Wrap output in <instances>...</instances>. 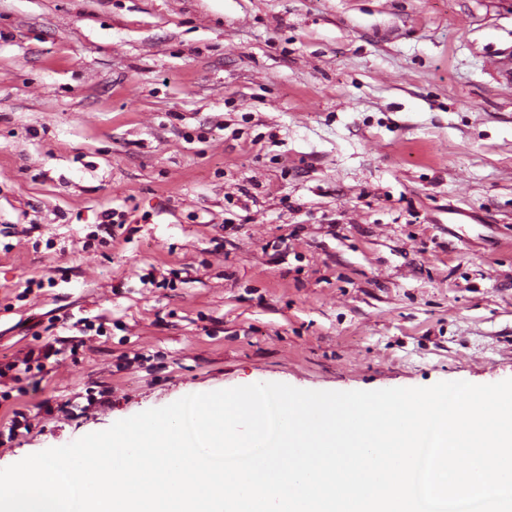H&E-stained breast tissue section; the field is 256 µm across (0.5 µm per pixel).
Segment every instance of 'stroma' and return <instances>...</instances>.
Listing matches in <instances>:
<instances>
[{
    "label": "stroma",
    "mask_w": 512,
    "mask_h": 512,
    "mask_svg": "<svg viewBox=\"0 0 512 512\" xmlns=\"http://www.w3.org/2000/svg\"><path fill=\"white\" fill-rule=\"evenodd\" d=\"M507 67L512 0H0V363L107 330L0 399V468L194 393L512 378Z\"/></svg>",
    "instance_id": "35a3bbf8"
}]
</instances>
